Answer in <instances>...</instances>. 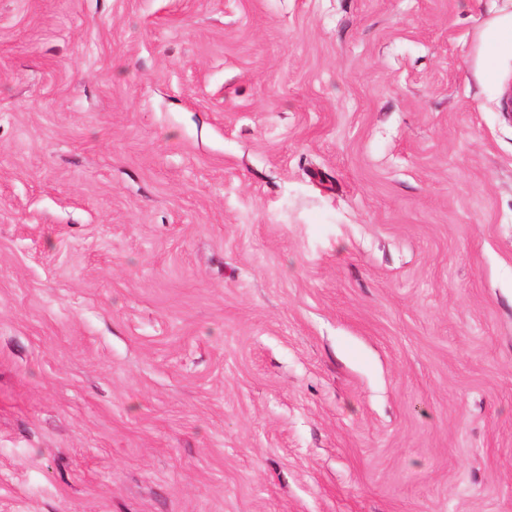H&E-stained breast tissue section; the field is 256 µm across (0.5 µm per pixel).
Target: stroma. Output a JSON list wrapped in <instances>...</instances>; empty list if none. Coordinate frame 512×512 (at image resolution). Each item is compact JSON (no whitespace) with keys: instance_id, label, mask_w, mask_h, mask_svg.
Wrapping results in <instances>:
<instances>
[{"instance_id":"stroma-1","label":"stroma","mask_w":512,"mask_h":512,"mask_svg":"<svg viewBox=\"0 0 512 512\" xmlns=\"http://www.w3.org/2000/svg\"><path fill=\"white\" fill-rule=\"evenodd\" d=\"M512 0H0V512H512ZM484 48L482 78L487 85H494L498 78L500 58L504 54H512V15L485 30Z\"/></svg>"}]
</instances>
